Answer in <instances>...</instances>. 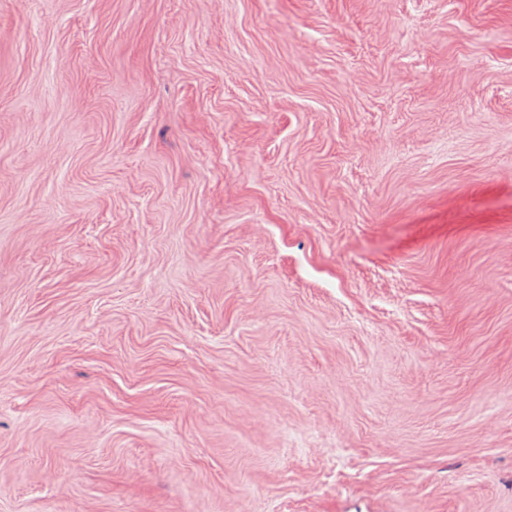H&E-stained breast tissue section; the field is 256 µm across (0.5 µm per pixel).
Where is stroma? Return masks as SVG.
<instances>
[{"label":"stroma","instance_id":"1","mask_svg":"<svg viewBox=\"0 0 512 512\" xmlns=\"http://www.w3.org/2000/svg\"><path fill=\"white\" fill-rule=\"evenodd\" d=\"M0 512H512V0H0Z\"/></svg>","mask_w":512,"mask_h":512}]
</instances>
